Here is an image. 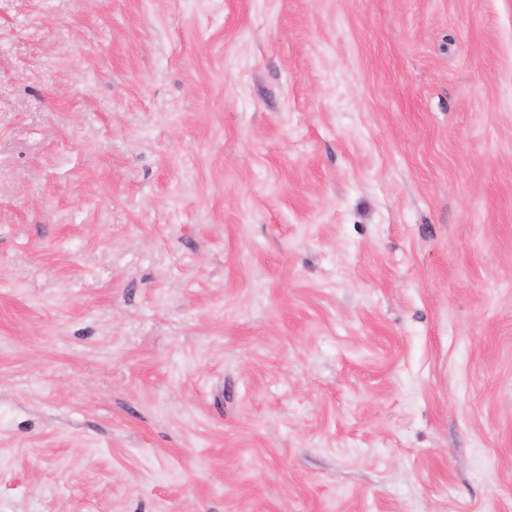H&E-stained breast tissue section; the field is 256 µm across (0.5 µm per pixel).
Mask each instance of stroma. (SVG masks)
Returning a JSON list of instances; mask_svg holds the SVG:
<instances>
[{
	"label": "stroma",
	"instance_id": "obj_1",
	"mask_svg": "<svg viewBox=\"0 0 512 512\" xmlns=\"http://www.w3.org/2000/svg\"><path fill=\"white\" fill-rule=\"evenodd\" d=\"M0 512H512V0H0Z\"/></svg>",
	"mask_w": 512,
	"mask_h": 512
}]
</instances>
